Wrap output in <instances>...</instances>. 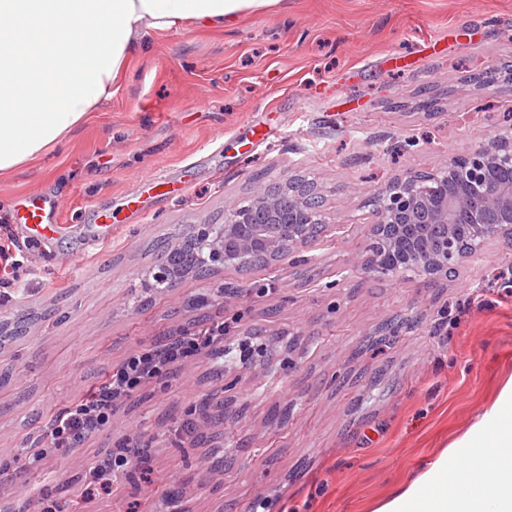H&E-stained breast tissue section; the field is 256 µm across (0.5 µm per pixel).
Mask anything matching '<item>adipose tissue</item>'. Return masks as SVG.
I'll return each instance as SVG.
<instances>
[{"label":"adipose tissue","mask_w":512,"mask_h":512,"mask_svg":"<svg viewBox=\"0 0 512 512\" xmlns=\"http://www.w3.org/2000/svg\"><path fill=\"white\" fill-rule=\"evenodd\" d=\"M282 0H0V177L111 101L149 38L221 32ZM374 512H512V381Z\"/></svg>","instance_id":"ef3b65f1"}]
</instances>
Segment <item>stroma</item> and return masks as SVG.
I'll list each match as a JSON object with an SVG mask.
<instances>
[{"label": "stroma", "mask_w": 512, "mask_h": 512, "mask_svg": "<svg viewBox=\"0 0 512 512\" xmlns=\"http://www.w3.org/2000/svg\"><path fill=\"white\" fill-rule=\"evenodd\" d=\"M495 70L485 87L479 73ZM433 108L423 109V100ZM512 130V0H283L224 32L152 40L112 99L67 141L0 178V319L32 314L0 350V464L140 343L233 319L234 345L261 332L267 366L236 374L234 413L211 439L200 402L224 390L210 351L150 385L81 449L43 470L0 473V512H36L41 490L69 508L99 449L133 430L153 472L116 477L84 512H372L420 461L458 439L512 378V241L486 243L454 276L364 273L377 189L476 150ZM161 184L143 187L144 175ZM317 178L328 228L305 260L189 277L144 292L153 241L220 224L258 187ZM63 229L32 236L14 222L29 200ZM240 289L220 306L221 288ZM140 300L138 309L128 299ZM421 315L375 355L383 320ZM305 348L288 351L287 334ZM194 435L171 443L182 419ZM282 442L268 452L271 434Z\"/></svg>", "instance_id": "stroma-1"}]
</instances>
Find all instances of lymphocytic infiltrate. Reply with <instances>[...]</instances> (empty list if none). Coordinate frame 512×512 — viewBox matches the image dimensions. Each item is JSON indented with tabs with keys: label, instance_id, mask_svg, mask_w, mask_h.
Here are the masks:
<instances>
[{
	"label": "lymphocytic infiltrate",
	"instance_id": "obj_1",
	"mask_svg": "<svg viewBox=\"0 0 512 512\" xmlns=\"http://www.w3.org/2000/svg\"><path fill=\"white\" fill-rule=\"evenodd\" d=\"M223 340L224 324L214 321L199 329L180 330L164 342L146 345L127 354L92 390L76 396L71 405L49 424L39 439L38 449L15 459L16 470L38 467L59 449L80 447L86 439L111 423L116 404L132 397L144 384L163 381L171 366L183 363ZM140 456V448L136 445L105 450L91 471L90 487L109 486L114 477L126 473L132 459Z\"/></svg>",
	"mask_w": 512,
	"mask_h": 512
}]
</instances>
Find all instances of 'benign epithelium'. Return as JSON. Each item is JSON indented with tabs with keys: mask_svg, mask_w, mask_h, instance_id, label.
Here are the masks:
<instances>
[{
	"mask_svg": "<svg viewBox=\"0 0 512 512\" xmlns=\"http://www.w3.org/2000/svg\"><path fill=\"white\" fill-rule=\"evenodd\" d=\"M503 169L512 171V136H497L432 172L410 173L380 188L370 199L372 257L364 270L386 278L414 271L436 279L469 256L465 247L512 239V180L493 185ZM318 195L314 180L290 177L230 206L222 224H191L173 233L164 255L140 273L144 287L172 288L202 269H243L259 256L279 261L299 253L312 227L325 223ZM185 246L195 254L191 267L171 259ZM267 354L264 342L224 347V390L234 387L231 376L239 369L265 362Z\"/></svg>",
	"mask_w": 512,
	"mask_h": 512,
	"instance_id": "benign-epithelium-1",
	"label": "benign epithelium"
}]
</instances>
